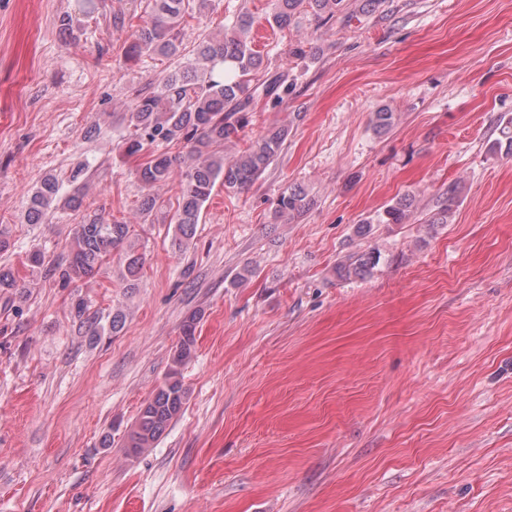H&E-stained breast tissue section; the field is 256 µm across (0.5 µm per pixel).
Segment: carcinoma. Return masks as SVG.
<instances>
[{
    "instance_id": "1",
    "label": "carcinoma",
    "mask_w": 512,
    "mask_h": 512,
    "mask_svg": "<svg viewBox=\"0 0 512 512\" xmlns=\"http://www.w3.org/2000/svg\"><path fill=\"white\" fill-rule=\"evenodd\" d=\"M150 18L132 26V41L125 60L137 63L148 55L181 59L185 56L183 23L195 11L213 10L214 0H150ZM269 23L280 29L289 26L298 11L308 8L319 19L332 18L349 9V0H271ZM253 19L240 13L234 24L224 27V34L206 36L193 46L192 59L168 72L152 91L137 95L126 114L128 134L124 138L126 155H145L137 170L140 182L152 189L177 183V210L172 218L180 234L179 247L188 246L196 224L200 223L205 204L216 185L227 191H242L259 180L281 151L288 125L274 126L251 142L244 153L233 159L212 150L213 146L236 136L246 122V115L260 99L280 102L288 93V83L281 72H268L262 80L254 75L263 67V56L247 41ZM396 113L380 108L373 113L371 125L378 133L390 131ZM187 148L189 163L178 164L171 154L176 145ZM67 181L72 193L60 197V182L46 175L28 197V220L43 222L52 210L76 213L68 252L51 264L49 273L61 288H72L89 277L112 253L124 255L130 281L139 279L143 256L130 242L132 225L114 218L106 223L96 212L81 209L86 187L82 167L71 170ZM310 205L307 192L299 184L282 189L274 201V217L293 218ZM413 200L408 196L386 207L382 222L404 224L412 214ZM372 250L353 253L337 266L341 277L363 278L378 264ZM75 317L91 335L99 334V319L88 312L83 300L73 307ZM197 317L189 316L170 358L164 381L154 397L139 412L130 427L124 447L138 455L154 446L169 425L183 412L188 399L181 378L182 367L190 360L196 342Z\"/></svg>"
}]
</instances>
